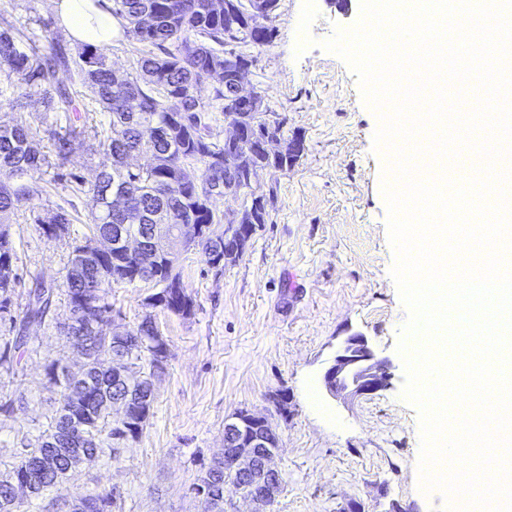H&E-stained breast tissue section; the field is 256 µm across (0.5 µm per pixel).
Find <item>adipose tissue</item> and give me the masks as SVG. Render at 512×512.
I'll return each mask as SVG.
<instances>
[{"label":"adipose tissue","instance_id":"ef3b65f1","mask_svg":"<svg viewBox=\"0 0 512 512\" xmlns=\"http://www.w3.org/2000/svg\"><path fill=\"white\" fill-rule=\"evenodd\" d=\"M61 25L74 42L110 46L118 31L111 0H52Z\"/></svg>","mask_w":512,"mask_h":512}]
</instances>
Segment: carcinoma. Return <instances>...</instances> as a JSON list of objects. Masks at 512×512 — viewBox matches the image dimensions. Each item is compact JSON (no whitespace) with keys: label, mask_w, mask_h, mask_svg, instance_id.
<instances>
[{"label":"carcinoma","mask_w":512,"mask_h":512,"mask_svg":"<svg viewBox=\"0 0 512 512\" xmlns=\"http://www.w3.org/2000/svg\"><path fill=\"white\" fill-rule=\"evenodd\" d=\"M253 2L113 0L112 15L141 45L135 73L124 79L101 48L85 45L76 54L59 42L40 48L10 23H0V99H8L11 106V111L0 117V270L18 260L10 214L22 201L41 199L48 185L62 178L59 170L76 142L105 157L100 182L123 190L128 207L143 213L142 224H169L177 237L188 224L221 223L207 193L212 182L224 180L226 150L208 136L219 117L229 120L249 112L231 96L224 56L236 55L253 64L257 56L252 49L271 43L276 31L273 22L279 0H266V27L249 25ZM61 74L66 79H60ZM33 97L39 98L43 110L31 122L25 112ZM34 123L49 133L50 150L31 149ZM240 149L251 151L244 158L246 164L283 165L281 160L265 157L247 133L241 137ZM33 223L44 234L58 225L55 237L67 244L68 261L61 284L47 288L39 283L28 288L22 316L10 321V337H0V366L12 369L20 364L28 350L29 336L24 333L28 324L53 325L64 332L53 315L55 297H65L71 306L87 288L100 290L98 315L104 323L112 318V288L121 284L148 285L159 295L162 310L183 318L194 315L196 304L183 283L179 255L172 262L151 255L135 259L113 247L96 261L95 273L82 268L83 260L76 255L78 245L114 235L124 224L122 214L92 210L82 217L76 209L58 204L34 214ZM74 224L87 226L88 233L80 240L71 238ZM19 287L21 280L16 274L10 282L0 278V311L10 307ZM158 328L153 315L147 314L129 331L125 350L138 372L126 380L117 379L104 365L112 361V337L91 336L80 344L86 357L89 393L77 406L67 400V367L59 359L50 362V381L59 389V405L48 417L47 428L16 449L10 478L0 480V500L8 496L22 469L32 476L36 497L61 490L60 478L71 462L61 454L50 463L46 459L51 449L69 447L63 422L69 414L92 421L86 451L105 453L103 444L116 436L113 402L131 395L155 394L157 358L150 340ZM234 480L230 474L214 475L210 466L192 490L205 482L218 497L224 495V482ZM80 501L89 503L86 512H112L116 504L110 492L83 496Z\"/></svg>","instance_id":"1"}]
</instances>
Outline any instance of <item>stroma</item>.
<instances>
[{
    "instance_id": "stroma-1",
    "label": "stroma",
    "mask_w": 512,
    "mask_h": 512,
    "mask_svg": "<svg viewBox=\"0 0 512 512\" xmlns=\"http://www.w3.org/2000/svg\"><path fill=\"white\" fill-rule=\"evenodd\" d=\"M0 16L39 44L68 40L51 0H0ZM49 20V28L32 17ZM361 0H279L272 43L257 49L247 86L286 118L288 135L306 149L286 171L268 174L277 188L270 220L244 257L215 271L198 250L183 253V281L196 311L183 319L154 315L169 343L150 424L117 458L103 455L69 476L62 492L28 512H61L62 498L107 490L112 512H200L190 485L224 450V420L239 410L268 415L281 447L273 465L282 490L271 512H342L353 499L367 512H448L450 498L419 484V409L402 395L406 366L399 345L410 313L392 269L384 186L385 153L375 146L379 120L359 79L326 41L353 27ZM19 203L10 230L20 275L60 282L64 242L30 224ZM144 285H118L116 325L129 331L146 309ZM29 350L13 370L0 367V479L21 439L35 438L59 400L46 378L51 360L78 370L82 359L56 329L30 325ZM367 336L392 375L369 398L337 396L323 373L337 344ZM288 395L280 416L271 397Z\"/></svg>"
}]
</instances>
